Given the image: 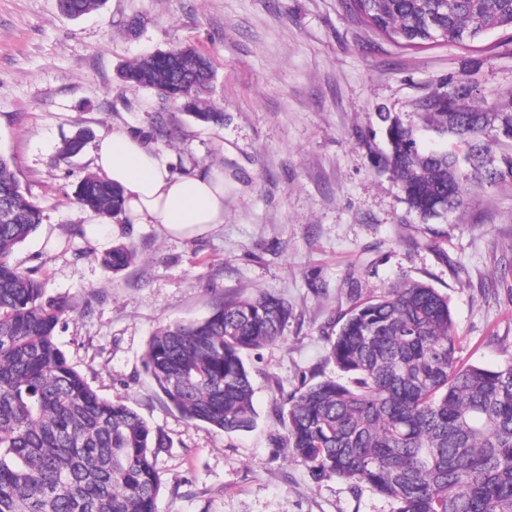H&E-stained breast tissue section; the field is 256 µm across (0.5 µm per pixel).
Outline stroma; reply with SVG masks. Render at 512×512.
I'll return each instance as SVG.
<instances>
[{
	"mask_svg": "<svg viewBox=\"0 0 512 512\" xmlns=\"http://www.w3.org/2000/svg\"><path fill=\"white\" fill-rule=\"evenodd\" d=\"M137 35L126 32L131 18ZM209 58L220 126L126 82L130 63L173 47ZM469 83L479 105L512 97V36L470 48L406 50L376 36L345 0H104L80 18L56 0H0V154L42 211L14 261L48 295L77 310L57 336L71 365L173 442L158 459V512H397L393 500L291 456L283 417L299 388L340 378L328 349L354 303L407 278L447 295L463 363L512 360V184L472 187L445 219L410 210L378 163L377 112L413 121L416 102ZM174 129L158 154L178 173H224V222L190 239L150 224H100L75 199L93 172L94 141L58 161L77 128L95 136L148 131L157 114ZM137 252L114 272L103 256ZM267 291L293 309L276 343L248 351L256 424L227 434L168 409L143 366L161 326L205 317L217 297ZM135 258L136 251L132 246L120 244L113 246L112 250L105 255L103 264L106 269L117 271L131 265Z\"/></svg>",
	"mask_w": 512,
	"mask_h": 512,
	"instance_id": "1",
	"label": "stroma"
}]
</instances>
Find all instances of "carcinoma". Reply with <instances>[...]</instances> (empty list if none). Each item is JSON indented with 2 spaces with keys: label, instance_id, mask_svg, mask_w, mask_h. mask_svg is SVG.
Instances as JSON below:
<instances>
[{
  "label": "carcinoma",
  "instance_id": "1",
  "mask_svg": "<svg viewBox=\"0 0 512 512\" xmlns=\"http://www.w3.org/2000/svg\"><path fill=\"white\" fill-rule=\"evenodd\" d=\"M79 18L103 0H57ZM373 31L404 47L467 48L486 30L512 29V0H347ZM123 77L167 101H182L200 124L224 113L207 98L211 62L191 46L129 64ZM421 125L451 135L471 178L512 181V156L496 166L489 144L512 141V99L491 112L460 83L416 104ZM388 144L384 166L425 220L469 199L454 150L424 151L413 126L377 113ZM146 137L168 142L161 116ZM90 138L79 129L59 159L78 155ZM75 196L109 220L124 214L119 187L103 176L82 180ZM42 222L22 191L11 159L0 154V512H157V461L168 434L120 400L99 395L68 362L58 325L75 312L49 296L36 272L12 261ZM135 249L112 247L105 268L131 265ZM292 307L261 292L220 297L199 320L166 325L149 337L147 372L168 408L185 421L226 434L255 425L253 387L242 354L280 340ZM448 297L414 280L356 302L330 342L329 358L347 381L309 385L289 402L287 443L319 475L337 476L399 504L397 512H512V362L487 369L459 362Z\"/></svg>",
  "mask_w": 512,
  "mask_h": 512
}]
</instances>
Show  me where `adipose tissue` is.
I'll return each mask as SVG.
<instances>
[{
  "instance_id": "adipose-tissue-1",
  "label": "adipose tissue",
  "mask_w": 512,
  "mask_h": 512,
  "mask_svg": "<svg viewBox=\"0 0 512 512\" xmlns=\"http://www.w3.org/2000/svg\"><path fill=\"white\" fill-rule=\"evenodd\" d=\"M93 167L119 186L126 224H151L163 235L193 237L224 222V173H183L142 136L123 130L101 135Z\"/></svg>"
}]
</instances>
